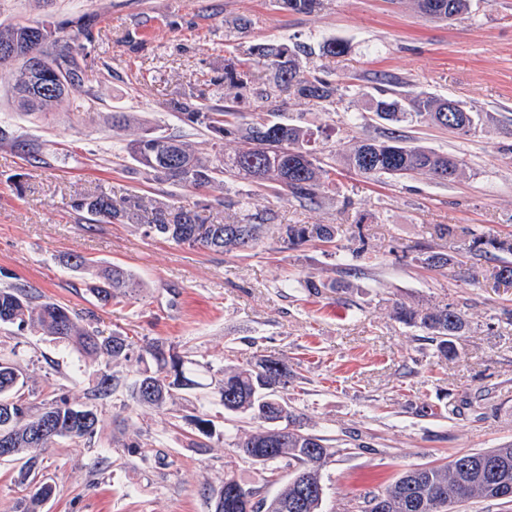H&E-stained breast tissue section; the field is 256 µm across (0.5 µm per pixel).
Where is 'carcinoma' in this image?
Wrapping results in <instances>:
<instances>
[{"label": "carcinoma", "instance_id": "obj_1", "mask_svg": "<svg viewBox=\"0 0 512 512\" xmlns=\"http://www.w3.org/2000/svg\"><path fill=\"white\" fill-rule=\"evenodd\" d=\"M283 9L293 13H311L320 0H281ZM419 11L431 20H455L467 12L469 0H416ZM347 46L336 40L325 41L314 49L307 44H257L246 58L227 59L224 63V98L235 101L233 91L248 82L251 69L261 66L272 74L273 84L258 87L254 96L259 111L247 117L230 106L209 105L193 93L168 103L174 116L200 126L212 136L218 147L214 157L201 155L188 141L177 135H162L144 130L130 134L134 118L128 112L112 113V131L131 136L125 149L146 179L182 188L201 190L229 181L246 180L272 191L277 197L293 198L303 205L318 202L322 188L331 182L333 162L315 157L310 149L311 134L301 126L284 120L266 118L279 111L276 92L287 91L306 100L331 106L336 86L322 76L300 68V56L315 52L325 57L344 54ZM0 63L16 64L8 72L15 101L26 112H51L72 90L87 78V60L83 45L74 42L65 27L56 38L46 40L40 23L0 26ZM372 111L391 123L423 119L451 132L469 133L482 125L483 118L464 110L452 99L415 95L408 105L394 97L373 100ZM234 144L224 149V141ZM341 160L368 177L404 178L425 173L441 181H454L462 173L460 160L422 145L409 146L396 133L383 140L357 141L341 151ZM73 208L84 212L95 223L126 224L141 221V213L150 212L147 233L176 245H189L226 254L255 247L261 240L271 214H245L224 224H207L193 210L172 207L157 200L129 197L120 201L105 192L83 196ZM338 228L319 224L279 226L283 247L315 238L334 242ZM336 254L338 278L307 277L301 287L314 294L337 293L350 287L348 277L356 272L349 258ZM512 239L484 232H470L465 251L458 255L441 252L423 254L420 261L430 268L443 269L465 262L493 259L498 262L495 276L512 285ZM142 288L140 281L118 266H104L89 291L106 306L115 300L131 299ZM393 317L417 327L435 342L439 358L454 353V339L465 331L467 322L461 310L451 304L423 306L398 302ZM0 324L14 325L32 335H47L83 361L82 373L92 382L94 402L118 396L125 383L102 371V365L126 362L131 365L133 381L130 397L139 406L164 411L183 395L210 387L206 371L185 358L177 347L159 341L138 344L129 336L101 335L88 318L25 285L0 288ZM217 381L219 402L224 413L254 423L250 430L224 429V444L257 465V478L245 481L226 473L224 481L207 492L211 512H320L325 495L322 472L334 451L328 439L309 431L303 417L292 406L289 396L291 375L288 360L260 358L254 362L226 364ZM201 439L215 433L210 415L200 413L192 419ZM100 423L97 406L75 405L61 395L50 405L36 401L27 389V377L21 362L0 357V448L13 449L12 456L26 458L19 477L28 483L29 494L19 512H41L53 492V485L37 478L40 455L62 440L91 439ZM500 463L498 476L512 481V444L487 451L461 455L441 464L414 467L402 471L393 482L365 497L362 512H450L454 505L480 498L495 500L491 481L481 469L482 460ZM289 470L287 480L270 497L260 496V485L277 480Z\"/></svg>", "mask_w": 512, "mask_h": 512}]
</instances>
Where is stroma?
I'll list each match as a JSON object with an SVG mask.
<instances>
[{"label": "stroma", "instance_id": "stroma-1", "mask_svg": "<svg viewBox=\"0 0 512 512\" xmlns=\"http://www.w3.org/2000/svg\"><path fill=\"white\" fill-rule=\"evenodd\" d=\"M95 18L85 42L88 78L54 112L20 110L0 83V287L24 284L77 311L104 334L172 343L188 358L229 363L286 355L292 404L317 435L333 439L323 472L321 512H348L404 469L512 444V286L493 262L432 270L421 253L461 251L473 230L512 237V0H471L450 22H434L412 0H322L294 14L278 0H0V23L65 25ZM336 39L346 55L302 59L304 70L335 83L333 105L280 93L283 118L317 130L315 148L338 149L398 131L410 145L458 157L462 176L367 179L337 167L316 204L279 199L234 181L193 190L146 179L113 135L110 115L131 113L156 133L176 134L199 151L208 133L180 121L170 100L194 91L224 102V62L265 42L311 46ZM423 93L493 116L460 136L423 121L400 125L371 112L374 97ZM34 144L36 154L19 149ZM101 191L147 196L220 224L239 217L224 198L266 209L276 225L251 250L227 255L146 235L137 224H89L74 199ZM336 224L330 245L313 240L284 250L277 225ZM453 227L452 237L436 225ZM361 248L352 289L323 295L284 282L334 275L333 252ZM76 254L89 268L72 270ZM116 264L144 286L135 298L99 305L88 292L93 267ZM402 300L456 306L467 327L455 357L440 361L426 334L392 316ZM18 353L39 401L89 400L77 362L46 335L0 325V353ZM91 441H62L38 463L55 488L42 512H210L205 488L225 473L250 480L254 464L216 430L193 445L192 415L222 417L208 391L168 411L103 401Z\"/></svg>", "mask_w": 512, "mask_h": 512}]
</instances>
